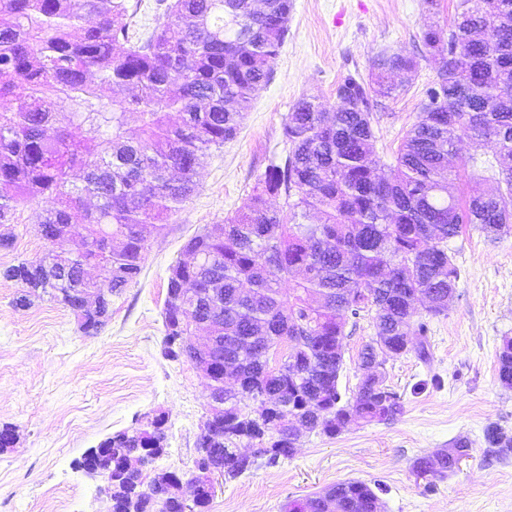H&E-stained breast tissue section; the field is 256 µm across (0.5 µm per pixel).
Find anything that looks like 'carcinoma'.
Here are the masks:
<instances>
[{"label": "carcinoma", "instance_id": "1", "mask_svg": "<svg viewBox=\"0 0 512 512\" xmlns=\"http://www.w3.org/2000/svg\"><path fill=\"white\" fill-rule=\"evenodd\" d=\"M141 0H0V248L15 239L19 208L45 204L34 231L48 242L85 231L84 250L52 251L21 260L3 277L29 297L82 312L86 292L103 296L97 334L112 298L137 281L148 241L196 188L206 156L234 139L252 97L271 79L288 37L291 0H156L165 18L149 30L134 18ZM436 61L416 121L394 163L376 155L374 112L381 99L415 77L416 57L381 52L371 76L349 73L336 85L335 106L315 97L297 100L283 123L288 151L271 162L243 206L220 232L202 230L186 248L194 262H177L167 296L182 307L164 316L162 352L183 359L184 336L209 322L220 343L221 369L208 397L224 405V428L194 443L199 466L221 465L224 480L241 477L258 458L243 441L266 443L268 465L289 458L299 417L310 432L334 437L344 420L390 421L402 412L384 380L359 381L342 400L346 328L372 312L375 336L359 352L365 369L410 336H426L419 306L434 318L448 311L460 270L448 240L469 224L491 239L512 232V0H460L447 38L437 22L420 29ZM27 101L14 106L15 90ZM132 87L130 99L115 89ZM58 100L70 102L65 122ZM139 126L128 127V114ZM180 115L176 124L170 113ZM83 129L87 140L71 129ZM494 146V161L470 156V178L481 188L460 201L457 145ZM280 197L276 210L270 198ZM95 267L99 280L86 277ZM293 282L288 293L281 285ZM284 363L265 368L266 356ZM245 367L239 390L225 386L224 369ZM498 380L512 388V336L502 337ZM149 438L142 429L119 431L103 445L118 465ZM486 454L506 459L512 435L496 423L484 428ZM414 472L443 477L446 458L419 457ZM136 471L120 474L112 512H184L169 487L138 485ZM335 512H375L380 497L364 481L331 487ZM311 497L285 512H324Z\"/></svg>", "mask_w": 512, "mask_h": 512}]
</instances>
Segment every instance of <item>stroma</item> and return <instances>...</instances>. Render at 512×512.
Masks as SVG:
<instances>
[{
    "label": "stroma",
    "mask_w": 512,
    "mask_h": 512,
    "mask_svg": "<svg viewBox=\"0 0 512 512\" xmlns=\"http://www.w3.org/2000/svg\"><path fill=\"white\" fill-rule=\"evenodd\" d=\"M292 0L288 38L270 83L258 91L237 136L211 152L193 195L150 239L136 283L112 301L98 334L84 335L62 305L33 300L17 307L20 284L0 278V426L18 440L0 453V512H102L97 483L79 466L84 452L110 434L164 417L166 453L158 464L191 470L194 442L207 408V380L190 362L164 358L163 314L171 264L186 259L188 240L223 223L252 193L267 166L285 157L284 118L303 96L336 104V83L350 71L369 75L382 51L404 50L418 61L413 81L385 99L375 116V151L390 164L415 122L435 61L419 39L426 17L454 19L458 0ZM39 207L20 211L12 247L0 268L42 257L34 232ZM460 270L446 315L428 319L430 359L414 353L388 360L386 383L402 412L388 422L355 423L339 435H303L295 455L261 465L217 486L208 512H282L339 482L379 487L383 512H512V457H487L483 429L512 432V389L497 378L501 336H512V234L497 240L469 226L449 240ZM374 335L362 318L345 341L339 379L355 393L358 354ZM470 443L455 472L425 480L416 458L456 440Z\"/></svg>",
    "instance_id": "stroma-1"
}]
</instances>
